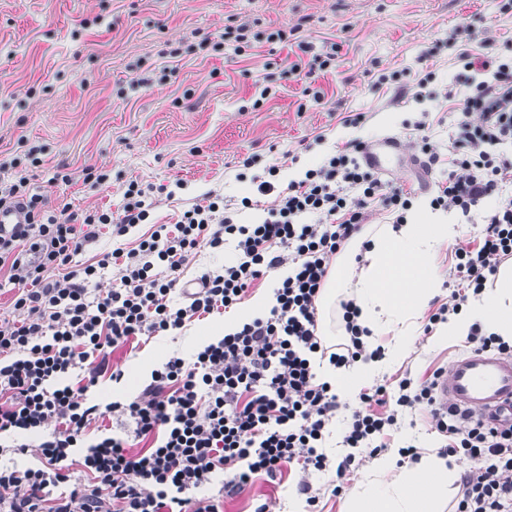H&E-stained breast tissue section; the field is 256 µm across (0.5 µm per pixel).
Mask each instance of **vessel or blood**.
<instances>
[{"label": "vessel or blood", "mask_w": 512, "mask_h": 512, "mask_svg": "<svg viewBox=\"0 0 512 512\" xmlns=\"http://www.w3.org/2000/svg\"><path fill=\"white\" fill-rule=\"evenodd\" d=\"M402 154L399 140L386 137L364 154L366 164L384 168L388 158ZM437 398L482 418L512 421V357L486 351H471L455 360L439 380Z\"/></svg>", "instance_id": "vessel-or-blood-1"}]
</instances>
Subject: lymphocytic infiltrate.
Wrapping results in <instances>:
<instances>
[{"mask_svg": "<svg viewBox=\"0 0 512 512\" xmlns=\"http://www.w3.org/2000/svg\"><path fill=\"white\" fill-rule=\"evenodd\" d=\"M468 93L457 103L461 117L448 137L446 177L432 186L430 205L453 212L458 223L479 224L476 246L455 250L449 302L430 313L432 333L469 296L486 288L499 265L512 259V201L486 208L487 199L512 187V63L497 55L460 51ZM479 121H471L472 113ZM364 145L352 141L275 191L268 168L260 193L276 192L266 217L238 224L222 215L219 197L183 210L175 224H155L133 247H118L96 263H71L101 229L118 237L146 223L149 188L130 182L123 215L69 207L49 209L27 175L0 183V209L20 208L24 221L0 225V281L14 291L16 318L0 329V437L42 434V464L0 465V512H221L225 494L254 475L276 477L297 464V484L309 507L319 495L313 473L334 471L344 480L358 456L379 455L406 410H426L444 437L442 456L467 463L457 512H512V424L439 408L436 379L403 378L395 389L379 384L359 395L347 417L332 461L324 451L329 424L341 403L319 381L314 358L342 369L365 351L368 333L355 299L336 303L343 340L325 345L319 334L318 297L329 259L340 253L368 220L371 203L382 204L394 223H404L412 194L383 180L360 160ZM233 244L234 260L181 286L182 267L198 248ZM288 266L273 289L270 309L235 331L204 345L192 360L173 356L153 371L132 400L99 404L87 392L109 369L112 352L142 337L165 336L187 322L237 306L268 272ZM116 279L96 287L108 269ZM83 380L70 382L74 372ZM126 425L111 433L106 419ZM81 478H72L70 462ZM223 474L221 490L196 498L195 490Z\"/></svg>", "mask_w": 512, "mask_h": 512, "instance_id": "lymphocytic-infiltrate-1", "label": "lymphocytic infiltrate"}]
</instances>
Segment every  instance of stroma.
<instances>
[{
    "mask_svg": "<svg viewBox=\"0 0 512 512\" xmlns=\"http://www.w3.org/2000/svg\"><path fill=\"white\" fill-rule=\"evenodd\" d=\"M245 26L249 46L241 54L219 47L221 34ZM281 31L282 40L269 41ZM512 56V0H0V181L33 175L50 207L100 209L120 215L130 181L152 186L149 224L132 228L127 242L150 224H173L181 211L208 194L223 197L235 222L259 221L274 200L257 186L266 169H279L284 189L299 170L319 165L352 140L373 144L399 137L414 154L418 123L448 171V128L456 115L448 99L424 104L402 98L398 86L417 92L431 76L441 90L459 73L456 55L482 52ZM337 44L336 64L311 78V95L286 71L296 56L311 59ZM399 73V83H379ZM266 99H259V86ZM320 100H313V92ZM359 113L362 121L345 124ZM252 166H244L247 157ZM39 165H32V158ZM66 166L69 183L56 181ZM108 173L105 183L85 181L86 168ZM250 197L253 208L240 206ZM220 314L187 323L168 336L116 349L113 368L121 383L100 377L89 398L111 401L138 395L153 370L171 355L192 359L207 344V327ZM461 339L435 343L415 334L402 362L376 376L397 384L404 374L425 378L449 369L468 353ZM442 436L429 414L409 410L390 439L391 448L439 447ZM373 465H353L342 494H333L334 472L303 476L284 466L281 480L258 476L222 512H303L296 492L302 478L319 491V512H345V500Z\"/></svg>",
    "mask_w": 512,
    "mask_h": 512,
    "instance_id": "1",
    "label": "stroma"
}]
</instances>
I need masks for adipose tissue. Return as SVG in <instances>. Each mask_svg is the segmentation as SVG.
I'll use <instances>...</instances> for the list:
<instances>
[{
	"instance_id": "1",
	"label": "adipose tissue",
	"mask_w": 512,
	"mask_h": 512,
	"mask_svg": "<svg viewBox=\"0 0 512 512\" xmlns=\"http://www.w3.org/2000/svg\"><path fill=\"white\" fill-rule=\"evenodd\" d=\"M460 232L452 214L432 209L422 200L413 206L406 223L382 224L352 238V247L364 248L365 263L357 271L341 258L331 265L321 295V330L331 333L336 293L347 288L356 298L362 325L372 336L391 331L396 339L383 358L358 359L352 372L339 373L323 366L322 380L351 396L384 366L409 355L417 321L437 292L440 273L435 258ZM475 323L512 340V267L501 266L494 281L471 299L465 310L437 327L434 340L465 338ZM396 461L391 452L378 459L371 479L347 500L346 512H444L452 476L447 458L429 448L421 451L417 462L400 467Z\"/></svg>"
}]
</instances>
